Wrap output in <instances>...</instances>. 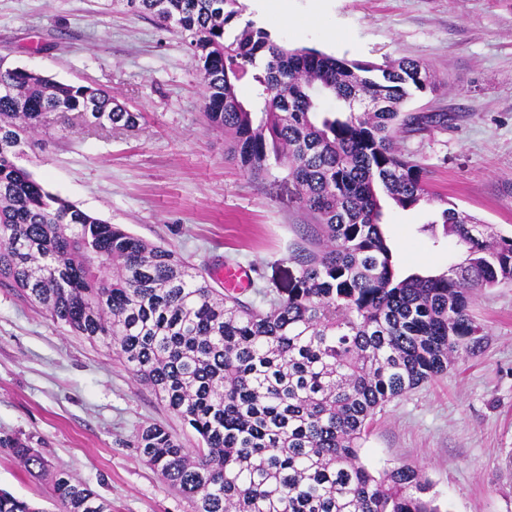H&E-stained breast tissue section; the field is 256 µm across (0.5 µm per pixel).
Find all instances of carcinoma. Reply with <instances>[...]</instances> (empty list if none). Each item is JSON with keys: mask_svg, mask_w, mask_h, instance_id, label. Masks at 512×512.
Listing matches in <instances>:
<instances>
[{"mask_svg": "<svg viewBox=\"0 0 512 512\" xmlns=\"http://www.w3.org/2000/svg\"><path fill=\"white\" fill-rule=\"evenodd\" d=\"M239 0H126L188 43L205 115L227 156L252 177L282 169L313 238L294 256L288 294L219 293L172 248L139 238L48 191L18 163L29 141L131 128L138 114L106 91L34 69H0V284L116 354L197 436L141 427L138 450L195 512H439L423 470L376 477L360 440L387 403L448 372L479 345L476 292L512 283V235L440 200L461 260L438 275H401L383 202H430L422 167L396 146L400 112L428 66L378 65L288 48L249 21L226 38ZM251 75L245 105L236 84ZM323 96L337 109H321ZM29 474L51 476L55 512H112L100 494L17 439ZM0 512H48L0 490Z\"/></svg>", "mask_w": 512, "mask_h": 512, "instance_id": "1", "label": "carcinoma"}]
</instances>
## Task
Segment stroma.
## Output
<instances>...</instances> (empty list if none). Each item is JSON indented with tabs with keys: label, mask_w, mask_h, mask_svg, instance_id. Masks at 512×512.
Masks as SVG:
<instances>
[{
	"label": "stroma",
	"mask_w": 512,
	"mask_h": 512,
	"mask_svg": "<svg viewBox=\"0 0 512 512\" xmlns=\"http://www.w3.org/2000/svg\"><path fill=\"white\" fill-rule=\"evenodd\" d=\"M233 28L256 22L291 48L338 58L425 63L436 90L404 105L424 121L399 133L434 199L383 222L401 272L441 273L457 257L440 199L512 231V0H240ZM0 61L110 91L132 129L83 128L27 147L47 190L195 267H251L256 287L287 294L312 233L285 172L256 179L230 161L205 119L191 50L172 29L111 0H0ZM481 342L448 373L377 412L359 450L376 475L424 467L443 512H512V285L477 292ZM161 424L191 428L122 361L0 285V436L26 441L111 501L112 512H192L127 442ZM48 479L0 447V489L49 507Z\"/></svg>",
	"instance_id": "stroma-1"
}]
</instances>
